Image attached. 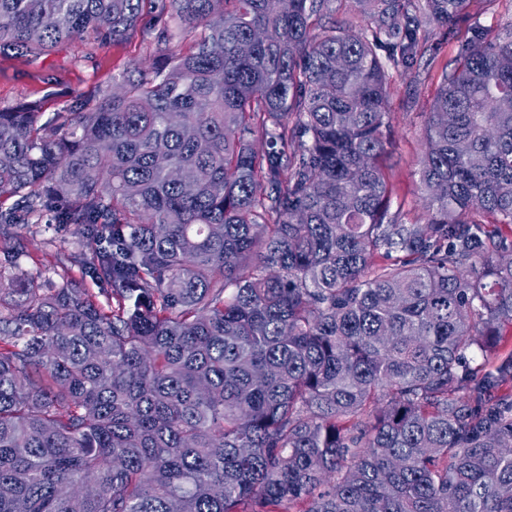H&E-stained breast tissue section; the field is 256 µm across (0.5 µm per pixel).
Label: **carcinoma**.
<instances>
[{
	"instance_id": "obj_1",
	"label": "carcinoma",
	"mask_w": 512,
	"mask_h": 512,
	"mask_svg": "<svg viewBox=\"0 0 512 512\" xmlns=\"http://www.w3.org/2000/svg\"><path fill=\"white\" fill-rule=\"evenodd\" d=\"M333 2L0 0V49H167L0 110V253L51 212L95 285L0 277V512H512V31L442 72L404 223L392 71L469 0Z\"/></svg>"
}]
</instances>
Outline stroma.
I'll list each match as a JSON object with an SVG mask.
<instances>
[{
	"mask_svg": "<svg viewBox=\"0 0 512 512\" xmlns=\"http://www.w3.org/2000/svg\"><path fill=\"white\" fill-rule=\"evenodd\" d=\"M476 25L490 36L511 29L512 0H472L467 14L454 23L452 31L433 26L424 29L419 34L421 51L413 68L393 73L388 102L391 136L383 166L394 188L391 211L402 221L422 220L427 215L417 174L427 112L442 70L453 66L461 41L471 37ZM163 53L149 22L118 43L87 33L47 55L2 53L0 110L35 101L46 113L69 111L76 101L93 98L129 64L150 62ZM25 236L24 252L5 268V275L44 276L50 272L47 255L56 246H65L71 254L85 250L79 238L53 227L48 215L31 219Z\"/></svg>",
	"mask_w": 512,
	"mask_h": 512,
	"instance_id": "stroma-1",
	"label": "stroma"
}]
</instances>
